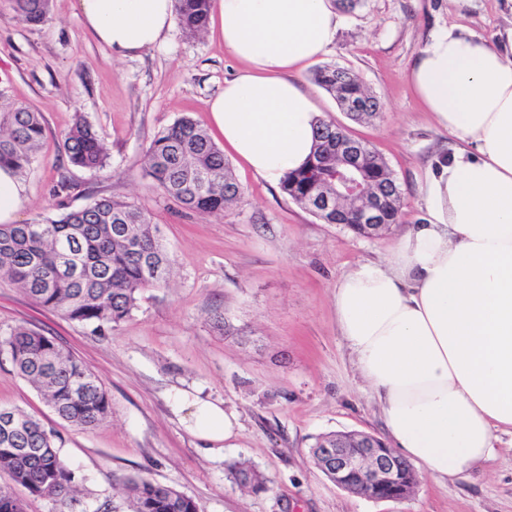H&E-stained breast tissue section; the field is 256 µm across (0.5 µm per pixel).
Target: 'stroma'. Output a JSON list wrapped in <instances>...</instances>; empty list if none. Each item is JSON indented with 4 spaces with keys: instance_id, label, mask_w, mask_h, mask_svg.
I'll use <instances>...</instances> for the list:
<instances>
[{
    "instance_id": "obj_1",
    "label": "stroma",
    "mask_w": 512,
    "mask_h": 512,
    "mask_svg": "<svg viewBox=\"0 0 512 512\" xmlns=\"http://www.w3.org/2000/svg\"><path fill=\"white\" fill-rule=\"evenodd\" d=\"M340 26L318 64L296 80L324 119L373 146L399 183L403 204L393 229L371 239L325 224L279 185L233 172L243 194L223 215L184 210L143 175L158 132L182 116L207 125V103L239 62L214 34L186 37L172 27L162 44L119 57L83 28L75 0H52L51 19L15 22L0 0V79L41 112L45 137L23 177V221L78 209L101 196L150 211L173 258L166 284L143 291L130 318L95 332L37 307L0 280V340L18 325L56 336L101 379L112 414L82 431L60 420L40 393L0 354V405L38 415L59 436L61 457L85 476L68 512H112L122 478L148 473L196 501L199 512H512V434L497 431L495 456L464 476L420 474L402 501H377L336 487L309 453L312 436L357 430L384 436L369 384L336 327V284L356 263L388 256L424 217L420 187L455 139L435 125L408 78L435 29L496 41L512 26V0H364L340 11ZM356 73L381 103L356 121L314 80L317 65ZM84 114L110 149L106 168L73 166L61 139ZM69 190L57 198L60 180ZM234 327H212L214 314ZM186 390L222 402L238 436L203 449L171 402ZM245 461L270 480L253 492L233 484L230 464Z\"/></svg>"
}]
</instances>
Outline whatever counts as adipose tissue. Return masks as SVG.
<instances>
[{
    "label": "adipose tissue",
    "mask_w": 512,
    "mask_h": 512,
    "mask_svg": "<svg viewBox=\"0 0 512 512\" xmlns=\"http://www.w3.org/2000/svg\"><path fill=\"white\" fill-rule=\"evenodd\" d=\"M85 28L113 54L159 44L173 0H77ZM211 27L244 64L209 100L224 151L271 183L312 155L320 114L293 79L333 43V0H215ZM499 46L439 29L410 82L458 146L421 188L426 216L383 262L356 264L336 285V326L372 386L393 451L435 478L490 459L512 430V27ZM201 442L237 435L220 404L176 391Z\"/></svg>",
    "instance_id": "1"
}]
</instances>
